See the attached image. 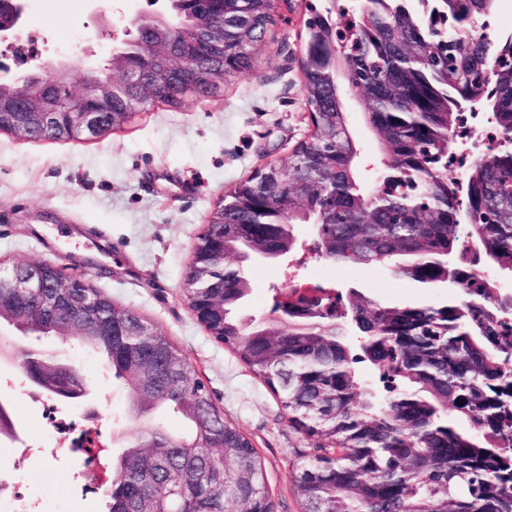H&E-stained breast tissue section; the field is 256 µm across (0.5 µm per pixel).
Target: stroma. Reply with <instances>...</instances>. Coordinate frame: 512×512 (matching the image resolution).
<instances>
[{
	"label": "stroma",
	"mask_w": 512,
	"mask_h": 512,
	"mask_svg": "<svg viewBox=\"0 0 512 512\" xmlns=\"http://www.w3.org/2000/svg\"><path fill=\"white\" fill-rule=\"evenodd\" d=\"M307 3L291 0L279 8L252 51L251 67L226 78L216 94L187 97L179 109L147 104L122 129L96 138L0 133V265L65 267L173 341L225 420L261 458L275 512H301L291 477L315 441L291 427L267 385L208 334L184 293L197 238L224 194L268 165L288 166L312 131L302 86ZM166 8L167 0H27L22 33L34 45H1L0 65L19 77L33 62L61 61L72 88H80L87 68L107 71L132 19ZM295 235L299 246L289 257L251 263L254 293L243 317H269L276 291L298 281L353 286L391 302L435 298L384 265L348 268L320 260L310 250L311 225H297ZM23 346L64 349L81 369L105 416L110 452L140 430L126 387L113 383L95 353L74 340L38 341L0 328V398L18 416L16 438L0 439V471H10L15 484L0 512H107L110 485L84 458L54 448L42 406L24 396L30 382L14 355Z\"/></svg>",
	"instance_id": "35a3bbf8"
}]
</instances>
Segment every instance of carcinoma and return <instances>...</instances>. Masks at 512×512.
<instances>
[{
  "mask_svg": "<svg viewBox=\"0 0 512 512\" xmlns=\"http://www.w3.org/2000/svg\"><path fill=\"white\" fill-rule=\"evenodd\" d=\"M496 0H357L350 9L307 5L303 93L312 133L286 168L270 166L230 189L198 238L224 231V250L192 271L187 303L206 306V330L280 399L288 421L329 443L293 476L302 512H512V309L498 277L512 276V32L482 20ZM244 12L251 23L224 33V55L204 57L211 78H176L159 101L217 91L250 68L252 50L275 23L267 0H169L153 38L171 46L203 16ZM135 32L115 52L127 65L145 55ZM368 102L366 123L380 143L379 184L366 189L344 97ZM0 131L21 123L34 138L71 139L68 120L44 133L7 108ZM98 134L130 120L125 96L101 101ZM478 114L495 144L472 154L463 181L448 176L462 117ZM314 226L311 251L349 267L388 263L420 288L447 294L432 303H386L355 288L349 299L317 287L313 299L274 304V316L246 319L253 291L243 262L274 260L298 246L294 227ZM235 254L240 264L224 265ZM49 283L67 279L49 262L18 266ZM72 301L95 299L110 336H78L100 354L112 380L127 383L144 424L112 459L108 512H274L255 448L192 377L171 340L88 282ZM47 291L17 301L4 323L35 336L70 337ZM365 337L355 343L350 333ZM369 362L391 383L374 392L356 371ZM186 421L178 436L162 417ZM155 475L141 482L148 464Z\"/></svg>",
  "mask_w": 512,
  "mask_h": 512,
  "instance_id": "carcinoma-1",
  "label": "carcinoma"
}]
</instances>
